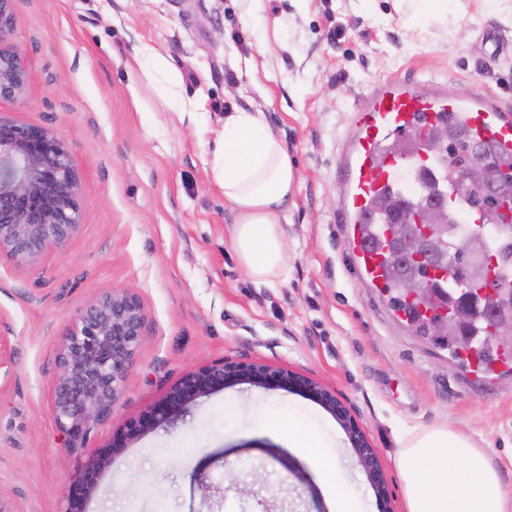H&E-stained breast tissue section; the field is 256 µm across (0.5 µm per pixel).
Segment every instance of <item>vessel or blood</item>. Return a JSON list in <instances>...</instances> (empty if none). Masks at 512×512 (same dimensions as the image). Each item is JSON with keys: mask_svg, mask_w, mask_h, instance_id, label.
<instances>
[{"mask_svg": "<svg viewBox=\"0 0 512 512\" xmlns=\"http://www.w3.org/2000/svg\"><path fill=\"white\" fill-rule=\"evenodd\" d=\"M370 98V108L358 115L345 139L347 176L337 189V208L342 223L352 227V239H359L360 225L376 223L373 199L384 193L408 194V176L429 161L426 151H403V135L448 122L512 154V118L480 89L451 93L441 88L419 95L407 82L397 81L375 86Z\"/></svg>", "mask_w": 512, "mask_h": 512, "instance_id": "b4317fda", "label": "vessel or blood"}]
</instances>
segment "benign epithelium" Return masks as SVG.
I'll return each mask as SVG.
<instances>
[{
  "label": "benign epithelium",
  "instance_id": "obj_1",
  "mask_svg": "<svg viewBox=\"0 0 512 512\" xmlns=\"http://www.w3.org/2000/svg\"><path fill=\"white\" fill-rule=\"evenodd\" d=\"M15 0H0V101H18L27 91L29 75L20 54L4 44L13 24ZM448 151V170L467 187L495 197V173L482 150L465 151L435 145ZM84 211L81 183L66 144L46 127L32 126L0 115V258L19 268L39 265L52 251L60 250L79 231ZM403 233L394 261L410 272L421 268L414 298L429 317L435 318L433 335H440L443 313L429 277L436 273L438 235L467 240L468 258L453 269V275L468 281L481 274L488 257L484 245L502 247L512 235L497 225L448 224V202L434 200L419 210L396 211ZM498 292L499 307L489 314L500 335L512 333V290ZM147 321L141 296L124 288H112L90 300L74 316L57 348V373L49 392V411L66 438L67 447L82 445L94 425L107 419L119 404L126 379L139 353ZM13 354L8 340L0 336V381L8 385L13 375ZM246 382L262 388H296L318 401L346 432L353 453L370 485L392 512L382 461L357 423L350 407L336 389L290 369L264 361L223 358L185 374L169 388L161 402L130 421V434L144 433L170 420L188 404L228 383ZM114 445L90 460L65 487V512H83L86 493L111 465Z\"/></svg>",
  "mask_w": 512,
  "mask_h": 512
}]
</instances>
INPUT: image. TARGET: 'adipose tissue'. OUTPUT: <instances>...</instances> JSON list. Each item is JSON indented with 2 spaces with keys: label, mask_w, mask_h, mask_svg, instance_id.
<instances>
[{
  "label": "adipose tissue",
  "mask_w": 512,
  "mask_h": 512,
  "mask_svg": "<svg viewBox=\"0 0 512 512\" xmlns=\"http://www.w3.org/2000/svg\"><path fill=\"white\" fill-rule=\"evenodd\" d=\"M461 0H393V9L410 28L444 27ZM134 62L146 79L162 74V94L177 112L198 111L184 100L181 83L169 75L165 58L142 45ZM212 176L231 204L230 245L242 269L255 281L272 285L287 274L288 250L282 226L297 176L287 149L257 112H236L224 120ZM286 449L307 463L320 485L328 512H355L349 495L347 461L326 450L300 420L275 418ZM407 512H512V489L501 469L471 437L445 425L406 432L395 458Z\"/></svg>",
  "instance_id": "obj_1"
}]
</instances>
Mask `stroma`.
Returning <instances> with one entry per match:
<instances>
[{"label":"stroma","mask_w":512,"mask_h":512,"mask_svg":"<svg viewBox=\"0 0 512 512\" xmlns=\"http://www.w3.org/2000/svg\"><path fill=\"white\" fill-rule=\"evenodd\" d=\"M391 0H16L7 45L29 68L23 101L0 113L54 129L79 174V233L34 268L0 259V317L14 353L0 390V495L18 512H65L70 477L112 443L122 450L85 512H327L310 468L276 439L288 413L327 449L349 439L296 389L234 383L174 424L140 436L131 420L183 375L225 357L261 360L334 387L407 512L394 455L401 432L435 424L472 435L512 482V372L476 375L410 331L368 284L336 217L341 143L368 87L418 92L477 85L512 108V13L462 4L448 28L392 19ZM158 49L195 112H175L135 67ZM258 112L297 183L283 222L288 277L254 281L230 247L231 205L212 179L229 113ZM124 288L147 312L143 344L111 419L68 448L48 410L56 347L93 297Z\"/></svg>","instance_id":"stroma-1"}]
</instances>
